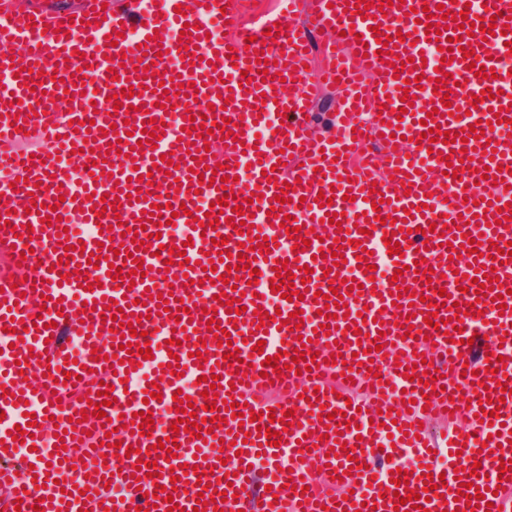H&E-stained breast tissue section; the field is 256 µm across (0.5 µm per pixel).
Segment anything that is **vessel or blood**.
I'll return each instance as SVG.
<instances>
[{
	"label": "vessel or blood",
	"mask_w": 512,
	"mask_h": 512,
	"mask_svg": "<svg viewBox=\"0 0 512 512\" xmlns=\"http://www.w3.org/2000/svg\"><path fill=\"white\" fill-rule=\"evenodd\" d=\"M478 2L368 0L360 12L358 0H282L252 42L237 25V0H139L132 16L114 0L58 9L0 0V173L17 179L0 184V249L28 271L20 283L0 273L9 504L192 512L204 495L213 512L223 495L252 492L261 470L260 512H414L401 501L411 492L428 494L429 512H512V151L503 149L512 0ZM463 11L472 23L496 18L505 34L461 30ZM321 30L337 37L314 73ZM456 37L460 48H450ZM477 65L492 77L476 76ZM316 79L341 92L323 136L312 131ZM407 93L415 99L406 108ZM191 106L205 118L190 119ZM426 127L432 139L422 138ZM448 132L457 142L444 143ZM245 214L248 233L239 230ZM207 215L217 226L193 233L191 246L173 234L172 223ZM392 242L399 253H389ZM467 243L476 253L463 264ZM172 245L184 255L170 256ZM282 259L303 281L299 299L284 297L274 270ZM419 260L427 273H415ZM371 265L383 286L367 275ZM231 266L233 286L221 279ZM491 266L497 282L479 288ZM113 267L122 278H111ZM332 288L341 305H327ZM113 305L126 327L103 324ZM221 328L229 344L218 343ZM145 347L149 375L137 364ZM298 347L306 358L296 362ZM234 350L239 362L227 363ZM269 357L278 369L265 368ZM335 374L345 397L328 382ZM201 376L216 379L212 429L173 432L174 394L197 413L210 403ZM104 383V417L82 415ZM74 388L80 399L60 401ZM486 399L500 409L482 410ZM236 403L258 421L235 419ZM447 409L466 413L468 426L438 449L421 425ZM144 410L154 420L145 435ZM17 425L31 438L14 441ZM166 437L176 438L175 455L157 448ZM381 456L406 470V484L373 478ZM318 473L340 479V494L319 489ZM434 475L443 486L432 487ZM465 482L483 498L459 500ZM108 483L119 493L105 492ZM160 484L175 485L173 496Z\"/></svg>",
	"instance_id": "obj_1"
}]
</instances>
